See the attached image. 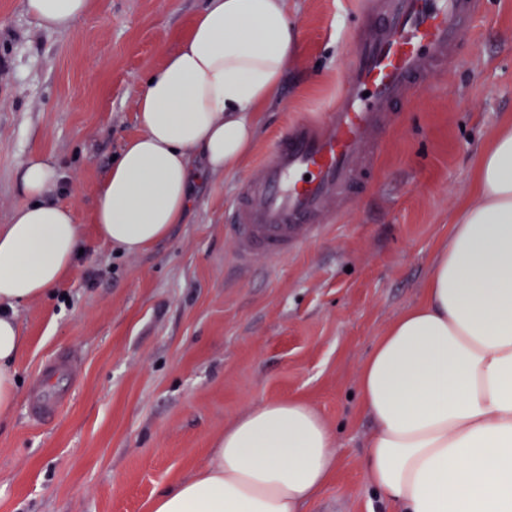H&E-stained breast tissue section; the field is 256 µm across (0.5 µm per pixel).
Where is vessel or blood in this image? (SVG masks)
<instances>
[{
  "label": "vessel or blood",
  "mask_w": 512,
  "mask_h": 512,
  "mask_svg": "<svg viewBox=\"0 0 512 512\" xmlns=\"http://www.w3.org/2000/svg\"><path fill=\"white\" fill-rule=\"evenodd\" d=\"M363 33L350 48L339 102L318 118L294 121L237 187L228 229L235 258L279 262L323 235L342 208L374 181L396 105L447 69L466 48L465 31L483 0H364ZM74 359L61 354L34 381L28 413L56 416L73 392Z\"/></svg>",
  "instance_id": "1"
}]
</instances>
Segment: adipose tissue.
<instances>
[{"mask_svg": "<svg viewBox=\"0 0 512 512\" xmlns=\"http://www.w3.org/2000/svg\"><path fill=\"white\" fill-rule=\"evenodd\" d=\"M92 8L25 0L58 34ZM298 51L288 0H206L139 88L141 132L96 195L100 235L135 254L183 223L196 170L219 174L248 153ZM58 178L54 162L24 161L28 201L0 225V416L17 399L16 308L61 283L80 239L72 210L52 198ZM359 391L373 422L364 467L392 512H512V122L482 152L423 300L377 342ZM337 465L315 409L270 400L226 428L206 466L159 491L150 512H304Z\"/></svg>", "mask_w": 512, "mask_h": 512, "instance_id": "ef3b65f1", "label": "adipose tissue"}]
</instances>
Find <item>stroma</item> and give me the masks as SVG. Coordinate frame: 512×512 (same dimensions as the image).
<instances>
[{"mask_svg": "<svg viewBox=\"0 0 512 512\" xmlns=\"http://www.w3.org/2000/svg\"><path fill=\"white\" fill-rule=\"evenodd\" d=\"M23 2L0 0V225L27 201L20 163L51 159L83 253L57 288L17 309L25 346L16 404L0 418V512H148L159 489L206 465L225 428L288 398L322 415L339 458L305 512H388L364 471L359 375L422 300L478 154L512 120V0H484L466 53L401 107L371 191L323 238L246 271L224 213L287 124L335 106L360 0H288L301 55L247 157L195 178L184 222L136 255L100 237L93 200L140 132L143 76L205 0H97L64 35L38 29ZM62 352L79 360L72 399L32 421L33 379Z\"/></svg>", "mask_w": 512, "mask_h": 512, "instance_id": "35a3bbf8", "label": "stroma"}]
</instances>
